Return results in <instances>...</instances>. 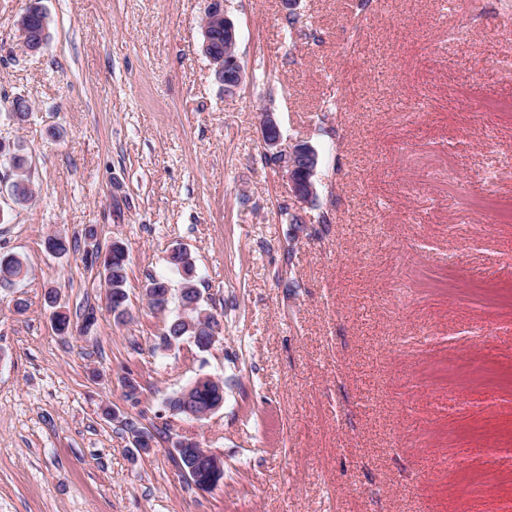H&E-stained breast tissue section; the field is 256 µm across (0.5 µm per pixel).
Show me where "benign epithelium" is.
Segmentation results:
<instances>
[{"mask_svg": "<svg viewBox=\"0 0 512 512\" xmlns=\"http://www.w3.org/2000/svg\"><path fill=\"white\" fill-rule=\"evenodd\" d=\"M204 14L209 16L217 28H224V56H217L211 50L208 25H202V51L209 59L218 81L224 86V92L232 93L240 86L243 67L236 55L237 32L233 20L224 9V0H207ZM262 140L264 156L287 179L294 200L295 221L301 224L292 241H297L307 233L309 226L303 215V206L317 196L313 177L318 165L316 150L306 141L296 140L288 148L281 147V131L274 112L266 109L262 112Z\"/></svg>", "mask_w": 512, "mask_h": 512, "instance_id": "1", "label": "benign epithelium"}]
</instances>
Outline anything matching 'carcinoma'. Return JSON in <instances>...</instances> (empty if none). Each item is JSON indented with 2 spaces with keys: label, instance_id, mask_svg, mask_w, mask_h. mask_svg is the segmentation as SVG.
Masks as SVG:
<instances>
[{
  "label": "carcinoma",
  "instance_id": "1",
  "mask_svg": "<svg viewBox=\"0 0 512 512\" xmlns=\"http://www.w3.org/2000/svg\"><path fill=\"white\" fill-rule=\"evenodd\" d=\"M13 167L18 170L12 181L14 198L22 203L27 202L35 195V186L25 173L27 160L19 155L13 156ZM102 262L103 273L108 285V304L111 312L118 318L127 312L128 294L125 289L127 281V253L124 247L115 246L108 248L105 258L94 256V262ZM170 264L175 267L181 276L178 288L179 298L183 307V314L172 320L165 328V334L173 342H180L189 338L195 339V347L207 338L208 332L203 329L204 322L200 320V314L204 308L199 300L200 291L195 280V265L191 254L176 246L170 252ZM27 274L26 263L19 256L9 254L0 256V279L11 281L19 276ZM171 289V284L164 278L149 277L145 286L146 293L152 298L153 306L158 308L166 301L165 295ZM223 384L214 383L207 379L194 381L191 391L192 407L200 417L213 413V409L219 401L218 390ZM202 452L197 444H190L178 451L179 467L184 470H193L197 475H203L205 463L199 459Z\"/></svg>",
  "mask_w": 512,
  "mask_h": 512
}]
</instances>
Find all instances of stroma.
<instances>
[{
  "instance_id": "stroma-1",
  "label": "stroma",
  "mask_w": 512,
  "mask_h": 512,
  "mask_svg": "<svg viewBox=\"0 0 512 512\" xmlns=\"http://www.w3.org/2000/svg\"><path fill=\"white\" fill-rule=\"evenodd\" d=\"M34 3L49 41L31 53L17 21ZM205 7L0 0V255L28 266L0 282V512H502L512 0H224L243 66L229 95L201 52ZM267 107L283 143L319 155L295 243L288 181L263 158ZM12 154L36 187L25 203ZM54 234L69 251H46ZM115 241L121 320L85 261ZM176 245L223 326L206 352L163 347L179 305L143 293L151 276L178 284ZM201 376L223 381L221 409L169 412ZM125 418L155 433L150 452ZM183 438L222 455L215 488L173 461Z\"/></svg>"
}]
</instances>
